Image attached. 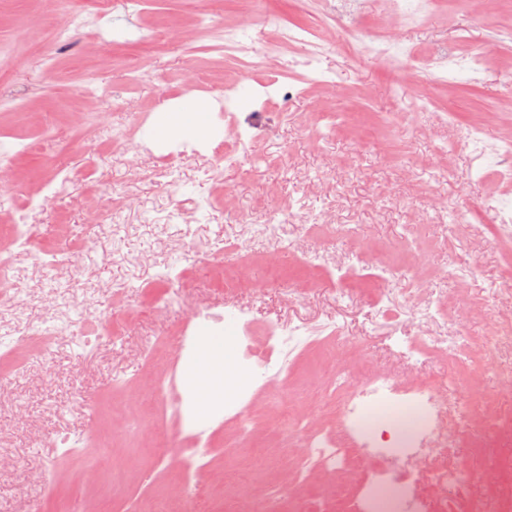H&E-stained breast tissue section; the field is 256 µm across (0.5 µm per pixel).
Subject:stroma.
Instances as JSON below:
<instances>
[{"label":"stroma","mask_w":512,"mask_h":512,"mask_svg":"<svg viewBox=\"0 0 512 512\" xmlns=\"http://www.w3.org/2000/svg\"><path fill=\"white\" fill-rule=\"evenodd\" d=\"M83 0H0V174L12 192L0 213L18 212L33 233L13 258L14 311L0 316V512H54L109 496L112 512L143 502L208 493L213 505L288 512L323 486L357 487L370 471L336 470L300 482L294 450L306 434L289 429V406L314 415L330 435L344 389L356 374L331 352L344 343L406 385L410 364L394 340L401 314L407 335L417 321L400 294L412 245L428 248L437 275L427 297L448 301L460 284L485 299L468 327L447 311L446 331L479 338L500 370H512V337H482L485 319L512 313L506 247L493 225L507 183L475 133L512 141V49L485 44L488 27L512 28V0L490 18L462 0H438L402 22L405 48L444 54L453 42L485 59L482 73L419 74L396 89L395 62L375 47L389 17L388 0H362L364 33L331 26L319 0H112L87 28L97 41L48 25ZM248 22L250 53L221 50L224 29ZM303 27L326 44L312 67L304 45L285 30ZM142 78L129 87L132 70ZM210 80L207 96L223 101L225 126L248 131L218 161L186 151L168 168L138 131L160 100L198 96L187 73ZM290 90L268 94L269 81ZM427 95L428 108L416 105ZM69 127L61 143L56 126ZM133 140L112 141L118 130ZM45 141L24 154L32 139ZM64 169L55 205L36 198L42 180ZM103 215L82 236L91 214ZM54 254L45 262L41 247ZM81 247L80 264L70 252ZM312 264L309 278L286 288L263 286L268 255ZM246 266L258 287L224 294L199 268ZM382 267L388 291L379 299L340 297L341 275ZM165 277L176 301L143 316L145 286ZM235 315L239 335L256 353L246 381L254 389L241 429L235 411L196 434L180 420L179 396L191 380L174 348L192 313ZM120 318L121 341L102 338ZM53 329L46 353L23 345L30 330ZM282 330L268 346L269 329ZM441 410L454 419L467 395L489 388L466 378L441 387L443 359L425 355ZM286 486L272 504L266 489Z\"/></svg>","instance_id":"1"}]
</instances>
